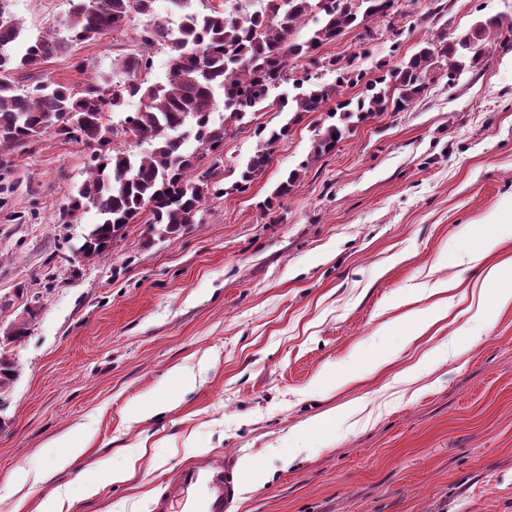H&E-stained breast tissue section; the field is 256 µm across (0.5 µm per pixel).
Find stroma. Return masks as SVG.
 I'll return each mask as SVG.
<instances>
[{"instance_id": "obj_1", "label": "stroma", "mask_w": 512, "mask_h": 512, "mask_svg": "<svg viewBox=\"0 0 512 512\" xmlns=\"http://www.w3.org/2000/svg\"><path fill=\"white\" fill-rule=\"evenodd\" d=\"M413 0L401 54L512 0ZM25 37H67L68 0H8ZM146 19L47 59L73 86L120 78ZM391 35L356 31L324 57L374 72ZM400 54V55H401ZM85 70H77L78 62ZM403 112L367 120L311 155L324 113L303 115L244 195L203 205L178 237L130 225L101 261L73 252L95 209L60 222L89 148L45 134L0 153V332L30 299L0 392V512L62 497L63 512H150L165 478L206 454L242 463L234 512H512V286L485 270L487 225L512 220V49L456 75L434 68ZM309 168L267 217L256 204ZM452 318L416 335L396 324L441 281ZM173 396L147 421L137 408ZM81 454L67 468L68 449ZM133 468L122 484L115 469ZM103 485L89 497L84 488Z\"/></svg>"}]
</instances>
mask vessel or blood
Instances as JSON below:
<instances>
[{
    "mask_svg": "<svg viewBox=\"0 0 512 512\" xmlns=\"http://www.w3.org/2000/svg\"><path fill=\"white\" fill-rule=\"evenodd\" d=\"M241 482L232 463L205 456L166 480L151 512H230Z\"/></svg>",
    "mask_w": 512,
    "mask_h": 512,
    "instance_id": "1",
    "label": "vessel or blood"
}]
</instances>
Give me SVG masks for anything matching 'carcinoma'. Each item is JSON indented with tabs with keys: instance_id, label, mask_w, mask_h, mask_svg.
I'll use <instances>...</instances> for the list:
<instances>
[{
	"instance_id": "1",
	"label": "carcinoma",
	"mask_w": 512,
	"mask_h": 512,
	"mask_svg": "<svg viewBox=\"0 0 512 512\" xmlns=\"http://www.w3.org/2000/svg\"><path fill=\"white\" fill-rule=\"evenodd\" d=\"M6 2L0 0V149L35 143L48 132L92 149L87 178L69 195L66 212L75 217L93 207L99 215L77 248L85 260L108 257L114 232L137 223L146 212L149 223L163 224L177 237L197 223L206 199L249 192L266 172L272 146L291 136L302 114L320 112L336 100V110L326 113L332 123L318 128L314 138V156L320 157L370 117L404 110L425 90L427 74L438 59L447 60L453 75L475 66L494 45L512 44V24L491 17L476 22L462 40L439 31L396 65H379L381 74L368 79L355 60L327 61L318 52L350 29L373 31L371 23L384 20L387 0H268L263 11L251 14L217 4L183 14L175 34L159 22L142 30L144 49L124 60L122 80L100 77L72 87L42 76L21 86L16 74L40 69L73 43L116 31L133 15L150 16L153 0H71L65 42L48 36L22 38L20 23ZM310 19L316 27L298 37ZM157 43L166 45L170 54L165 84L149 79V48ZM297 61L337 72L336 84L295 77L292 64ZM289 81L300 92L290 98L272 96ZM360 83L362 97L354 103L341 99L344 88ZM218 94L224 102L219 123L212 118ZM133 97L139 98L140 108L114 122L116 111ZM268 109L291 117L271 129L254 124L255 114ZM248 127L257 144L230 187H224L222 173L199 171L207 157L221 154L228 134ZM119 135L150 149L135 153L112 146ZM306 168L302 163L290 171L259 204L261 212L280 207ZM27 314L0 336L1 391L11 387L17 370L6 347L27 335L36 308Z\"/></svg>"
}]
</instances>
